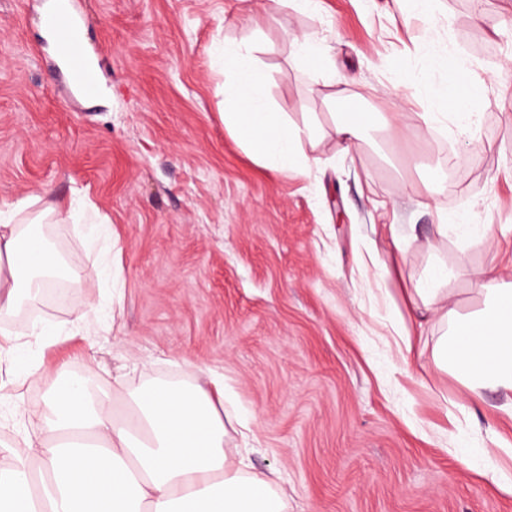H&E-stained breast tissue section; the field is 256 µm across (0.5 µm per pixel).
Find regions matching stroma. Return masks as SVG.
Segmentation results:
<instances>
[{"label":"stroma","mask_w":512,"mask_h":512,"mask_svg":"<svg viewBox=\"0 0 512 512\" xmlns=\"http://www.w3.org/2000/svg\"><path fill=\"white\" fill-rule=\"evenodd\" d=\"M48 0H0V204L89 198L112 226L120 262L98 274L101 244L84 224L44 225L81 284L38 294L0 321V347L21 349L20 375L0 393L29 410L58 374L82 373L108 393L118 423L131 393L151 385L209 387L224 380V446L248 441V473L276 478L288 512H512V494L462 463L488 430L512 441L501 396L479 401L437 367L430 346L396 364L391 322L416 320L407 292L433 260L493 269L512 281V0H440L408 16L404 0H72L82 51L99 74L93 97L75 90L47 39ZM440 47L500 85L477 109L469 140L428 129V105L453 94L426 69L430 23ZM320 59L299 64L293 39ZM248 44L265 72L263 101L296 126L318 167L273 171L225 128L224 66L216 43ZM425 72L424 101L396 81ZM355 112H398L410 135L391 152L381 128L350 150L335 123ZM488 224L467 253L423 243L439 215ZM409 245L397 273L388 225ZM104 310L95 335L78 329ZM49 335L31 336V323ZM466 402L464 423L448 400Z\"/></svg>","instance_id":"obj_1"}]
</instances>
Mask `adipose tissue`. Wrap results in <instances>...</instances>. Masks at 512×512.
Listing matches in <instances>:
<instances>
[{
	"label": "adipose tissue",
	"instance_id": "adipose-tissue-1",
	"mask_svg": "<svg viewBox=\"0 0 512 512\" xmlns=\"http://www.w3.org/2000/svg\"><path fill=\"white\" fill-rule=\"evenodd\" d=\"M224 69L235 78L237 106L224 123L252 155L273 169L297 165L295 145L314 137L313 125L297 127L257 95L265 76L245 45L223 48ZM490 80L473 83L469 94L442 100L423 115L431 124L453 119L458 131L476 130L472 106L485 97ZM37 197L0 208V316L14 313L31 291L47 287L60 268L42 225L55 222L57 208L37 209ZM28 223L18 217L28 209ZM490 230L446 217L437 240L454 236L467 251ZM454 271L436 263L409 291L413 308H424L447 324L435 346L440 368L482 399L502 393V412L512 417V283L473 272L482 305L460 314L446 285ZM139 409L125 425L112 417L108 397L91 393L83 378L66 375L51 389L36 418L40 431L25 435L24 454L0 460V512H288V497L273 480L244 475L224 449V420L202 388L155 386L136 395Z\"/></svg>",
	"mask_w": 512,
	"mask_h": 512
}]
</instances>
